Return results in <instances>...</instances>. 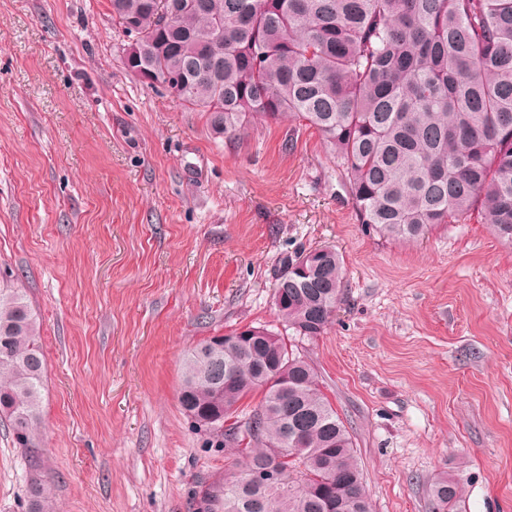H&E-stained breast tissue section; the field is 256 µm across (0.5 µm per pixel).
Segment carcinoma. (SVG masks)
I'll return each mask as SVG.
<instances>
[{
  "instance_id": "1",
  "label": "carcinoma",
  "mask_w": 512,
  "mask_h": 512,
  "mask_svg": "<svg viewBox=\"0 0 512 512\" xmlns=\"http://www.w3.org/2000/svg\"><path fill=\"white\" fill-rule=\"evenodd\" d=\"M160 84L189 63L214 60L174 95L210 113L214 130L239 134L250 116L298 118L318 130L341 166L359 223L382 237L418 241L438 224L477 212L512 244V0H196L160 6L111 0ZM343 262L332 247L306 279L280 274L277 309L296 335H321L341 300ZM205 340L182 357L179 403L196 428L234 455L224 478L204 486L205 512H371L349 430L322 393L315 368L271 334ZM231 366L232 383L217 366ZM47 369L40 322L25 290L0 280V418L13 443L41 451ZM262 399L234 418L253 392ZM221 417L225 429L211 425ZM257 418L255 429L245 421ZM298 425V443L285 440ZM282 456L280 483L252 487L249 470ZM450 477L431 494L441 512L459 498ZM29 512H56L45 483Z\"/></svg>"
}]
</instances>
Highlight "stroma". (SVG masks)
I'll use <instances>...</instances> for the list:
<instances>
[{
  "instance_id": "1",
  "label": "stroma",
  "mask_w": 512,
  "mask_h": 512,
  "mask_svg": "<svg viewBox=\"0 0 512 512\" xmlns=\"http://www.w3.org/2000/svg\"><path fill=\"white\" fill-rule=\"evenodd\" d=\"M109 0H0V274L41 321L38 466L0 419V512L34 475L56 512H194L227 449L180 407L181 358L241 327L289 330L285 260L342 255L320 336L293 345L347 423L372 512H512V244L477 220L393 241L360 224L304 122L235 137L122 59ZM459 485L450 477L437 479L431 486V494L441 511L452 510L459 498Z\"/></svg>"
}]
</instances>
